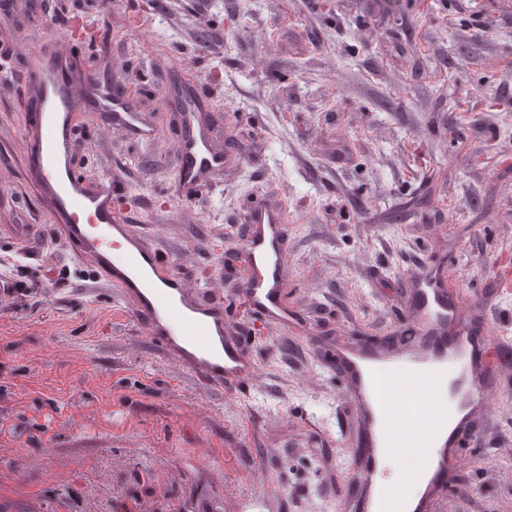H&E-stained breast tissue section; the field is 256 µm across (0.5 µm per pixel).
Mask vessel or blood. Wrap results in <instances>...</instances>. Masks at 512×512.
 <instances>
[{
    "instance_id": "b4317fda",
    "label": "vessel or blood",
    "mask_w": 512,
    "mask_h": 512,
    "mask_svg": "<svg viewBox=\"0 0 512 512\" xmlns=\"http://www.w3.org/2000/svg\"><path fill=\"white\" fill-rule=\"evenodd\" d=\"M28 71L26 93L37 109L21 135L29 176L75 256L133 302L151 340L179 370L209 386L236 390L256 366L242 341L227 334L222 303L210 292L186 288L169 256L132 225L117 221L112 177L85 174L75 165L77 113L95 109L110 128L141 144L153 143L151 127L110 79L86 71L56 36H47L29 56ZM181 125L175 181L187 196L207 187L223 169L224 155L211 146L195 102H184ZM244 251L252 269L242 288L248 307L267 325H288L291 315L280 300L288 254L276 214L252 213ZM462 305L443 276L424 272L400 335L337 345L336 369L359 420L349 512H433L450 480L449 460L471 432L474 410L492 408L482 355L497 337L480 304L471 305L466 319ZM378 373L416 374L436 390L424 421L415 426L412 447L404 445V424L392 423L377 399ZM385 469L393 471L394 485L381 481Z\"/></svg>"
}]
</instances>
